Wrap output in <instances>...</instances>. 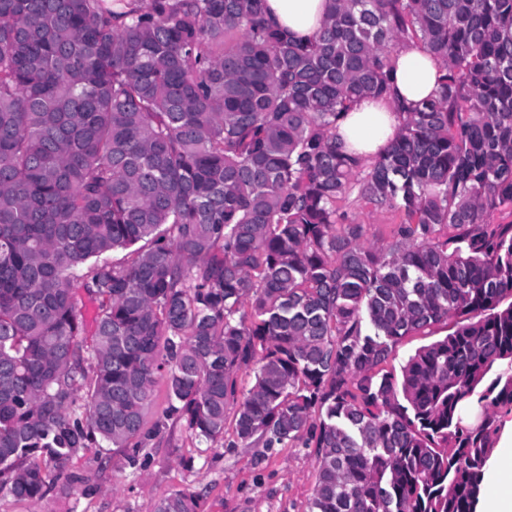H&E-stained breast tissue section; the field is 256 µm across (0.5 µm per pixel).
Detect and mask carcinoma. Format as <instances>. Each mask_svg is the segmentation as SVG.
<instances>
[{"label": "carcinoma", "mask_w": 512, "mask_h": 512, "mask_svg": "<svg viewBox=\"0 0 512 512\" xmlns=\"http://www.w3.org/2000/svg\"><path fill=\"white\" fill-rule=\"evenodd\" d=\"M261 2L0 0V492L17 501L93 444L136 462L162 382L199 448L231 416L232 447L316 449L308 512H476L512 413V220L494 221L512 217V0H327L307 41ZM414 45L439 90L366 163L338 121L388 95ZM351 197L400 222L366 242ZM454 323V319H448V322L437 324L432 327L427 336H411L403 339L396 346L393 360L391 362V364L395 366L397 373H399L400 365L407 360V358L413 354L418 347L443 338L450 332Z\"/></svg>", "instance_id": "1"}]
</instances>
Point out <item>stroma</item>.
<instances>
[{"label": "stroma", "instance_id": "stroma-1", "mask_svg": "<svg viewBox=\"0 0 512 512\" xmlns=\"http://www.w3.org/2000/svg\"><path fill=\"white\" fill-rule=\"evenodd\" d=\"M166 406V389L157 387L147 423L160 430L143 465L130 467L121 451L92 449L68 465L72 480L56 481L39 504L0 494V512H153L160 496L185 487L201 493L203 512H306L317 474L313 449L267 457L259 448H199L180 424L164 420ZM189 456L191 470L179 463Z\"/></svg>", "mask_w": 512, "mask_h": 512}]
</instances>
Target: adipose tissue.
<instances>
[{"label":"adipose tissue","instance_id":"1","mask_svg":"<svg viewBox=\"0 0 512 512\" xmlns=\"http://www.w3.org/2000/svg\"><path fill=\"white\" fill-rule=\"evenodd\" d=\"M268 17L288 32L314 36L325 17L326 0H264ZM394 92L381 98H364L344 113L337 134L347 152L370 161L383 152L404 119L399 101H419L435 94L442 76L437 60L426 51L406 48L395 52ZM500 454L488 462L492 473L488 490L481 495L477 512H512V434L505 436Z\"/></svg>","mask_w":512,"mask_h":512}]
</instances>
